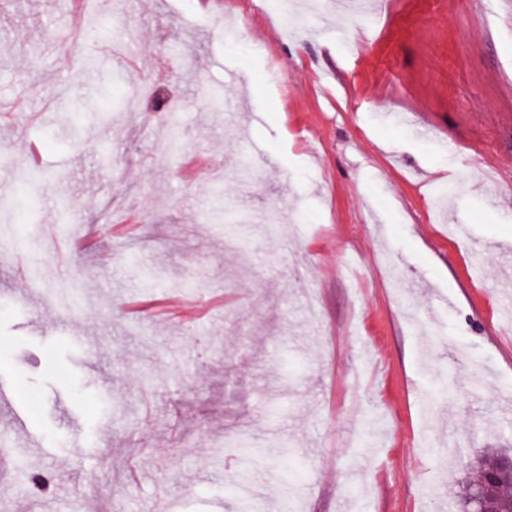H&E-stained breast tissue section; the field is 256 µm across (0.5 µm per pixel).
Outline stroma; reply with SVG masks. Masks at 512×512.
<instances>
[{
  "mask_svg": "<svg viewBox=\"0 0 512 512\" xmlns=\"http://www.w3.org/2000/svg\"><path fill=\"white\" fill-rule=\"evenodd\" d=\"M231 8L251 26L89 0L118 32L69 66L61 0H0V205L29 145L46 174L0 226L30 235L0 259V440L49 450L0 457V512H459L476 457L512 448V13L307 0L290 33L275 0ZM144 78L156 96L130 93ZM78 99L79 134L44 121ZM37 266L78 320L24 303ZM236 434L265 459L247 511Z\"/></svg>",
  "mask_w": 512,
  "mask_h": 512,
  "instance_id": "obj_1",
  "label": "stroma"
}]
</instances>
